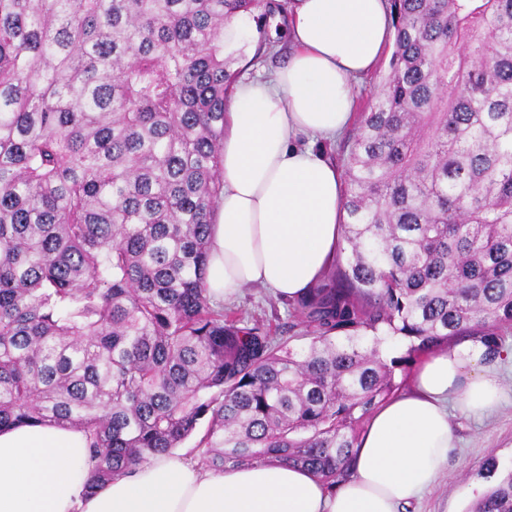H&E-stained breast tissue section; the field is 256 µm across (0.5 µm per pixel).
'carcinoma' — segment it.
Segmentation results:
<instances>
[{"instance_id": "carcinoma-1", "label": "carcinoma", "mask_w": 512, "mask_h": 512, "mask_svg": "<svg viewBox=\"0 0 512 512\" xmlns=\"http://www.w3.org/2000/svg\"><path fill=\"white\" fill-rule=\"evenodd\" d=\"M261 0H0V430L88 442L90 487L195 450L335 487L409 359L512 325V0H390L332 281L273 336L216 309L224 25ZM403 342L405 354L386 345ZM470 512H512V472Z\"/></svg>"}]
</instances>
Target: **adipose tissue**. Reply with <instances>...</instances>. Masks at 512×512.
Instances as JSON below:
<instances>
[{
  "label": "adipose tissue",
  "instance_id": "adipose-tissue-1",
  "mask_svg": "<svg viewBox=\"0 0 512 512\" xmlns=\"http://www.w3.org/2000/svg\"><path fill=\"white\" fill-rule=\"evenodd\" d=\"M289 10L286 64L237 81L226 104L206 274L215 304L255 286L300 299L343 240V176L317 144L352 125L354 82L394 36L390 10L386 0H291ZM484 353L465 343L424 354L408 389L371 414L336 488L276 461L219 473L169 454L93 490L83 433L38 423L0 431V512H402L448 470L451 412L479 420L499 407Z\"/></svg>",
  "mask_w": 512,
  "mask_h": 512
}]
</instances>
